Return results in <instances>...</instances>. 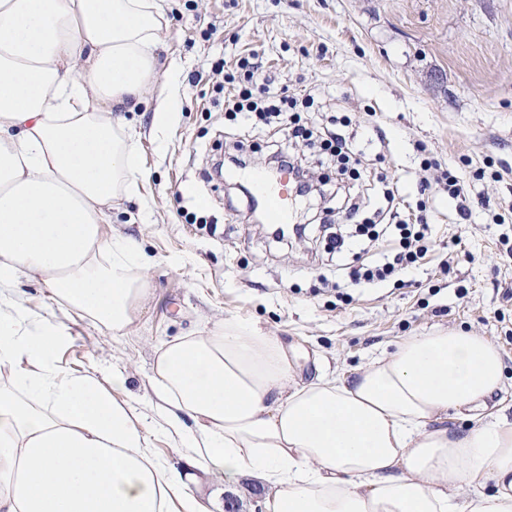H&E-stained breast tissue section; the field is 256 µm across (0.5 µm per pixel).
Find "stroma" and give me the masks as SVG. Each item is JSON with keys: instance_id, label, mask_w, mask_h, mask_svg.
<instances>
[{"instance_id": "1", "label": "stroma", "mask_w": 512, "mask_h": 512, "mask_svg": "<svg viewBox=\"0 0 512 512\" xmlns=\"http://www.w3.org/2000/svg\"><path fill=\"white\" fill-rule=\"evenodd\" d=\"M167 18L158 55L178 65V111L163 135L144 106L127 113L144 179L111 224L148 258L151 297L126 335L73 324L65 360L106 379L124 374L136 419L166 460L171 441L148 404L153 348L223 318L280 336L301 384L327 371L354 374L437 327L473 332L499 347L500 397L511 401L512 0H170ZM251 53L271 91L314 98L302 118L344 119L342 133L368 162L349 184L364 201L358 216L327 191L300 197L293 221L306 233L280 239L256 224L240 177H214L215 162L238 149L249 167H264L287 136L277 125L225 119L212 82L191 83L220 59L234 72ZM426 157L436 168L422 170ZM446 169L464 182L465 200L449 196ZM383 176L397 182L406 212L432 224L430 261L355 285L351 270L384 262L393 248L355 235L385 205ZM189 212L200 223H188ZM340 291L348 301L337 300ZM199 489L234 512L264 507L250 478L234 488L211 478Z\"/></svg>"}]
</instances>
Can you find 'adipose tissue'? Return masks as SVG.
Wrapping results in <instances>:
<instances>
[{"label":"adipose tissue","instance_id":"1","mask_svg":"<svg viewBox=\"0 0 512 512\" xmlns=\"http://www.w3.org/2000/svg\"><path fill=\"white\" fill-rule=\"evenodd\" d=\"M167 25L162 0H0V512H211L117 400L125 376L107 388L63 361L71 320L118 336L151 295L135 241L103 226L141 179L125 113L174 122ZM24 277L58 313L15 300ZM155 354L175 454L259 480L267 512H512V422L487 404L504 364L484 337L435 329L302 385L279 336L235 318Z\"/></svg>","mask_w":512,"mask_h":512}]
</instances>
